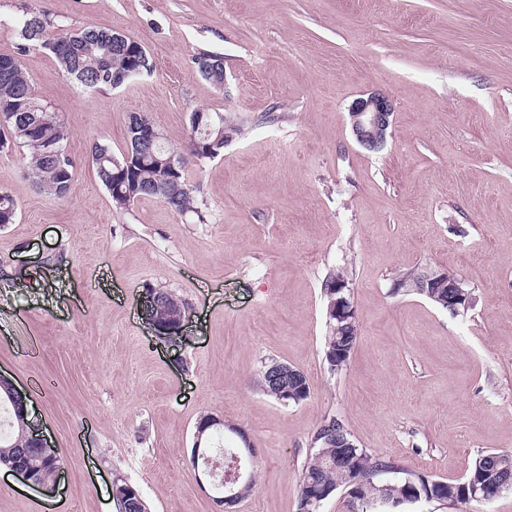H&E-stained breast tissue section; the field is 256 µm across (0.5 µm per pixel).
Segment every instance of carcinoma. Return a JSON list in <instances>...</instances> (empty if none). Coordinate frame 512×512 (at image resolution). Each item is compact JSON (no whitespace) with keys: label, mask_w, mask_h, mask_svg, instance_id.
<instances>
[{"label":"carcinoma","mask_w":512,"mask_h":512,"mask_svg":"<svg viewBox=\"0 0 512 512\" xmlns=\"http://www.w3.org/2000/svg\"><path fill=\"white\" fill-rule=\"evenodd\" d=\"M24 45L41 47L49 52L53 47L73 41L70 56L59 62L60 67L85 88L121 86L129 79L130 59H136L140 72L151 70L145 49L137 42L135 54L123 52L112 45L111 29L88 25L78 32H70L54 21L48 13L25 14L18 24ZM197 70L204 79L218 88L224 87V61L217 55L204 54L196 61ZM15 114L9 125L11 138L7 143L27 151V175L42 193L62 197L71 187L75 164L67 159L64 169H58L54 158L44 152L47 143H66L68 129L58 117L47 119L49 107L35 96L31 82L19 58L13 59L8 73L0 71V112ZM209 131L191 128L185 150L198 157L194 140L203 136L219 152L238 134V127L219 112L212 113ZM177 148L158 144L153 148L135 150L141 156L138 164L124 168V156H116L111 148L96 142L91 147V160L100 183L109 192L112 206L125 211L136 199L156 198L179 214L192 212L201 215L185 176L186 161H180L176 171L165 165L170 152ZM17 205L6 192L0 193V227L15 222ZM346 284L341 274H331L324 281L322 295L328 336L325 342V362L329 373H340L350 358L359 338L358 323H339L331 311L332 300L338 297L334 286ZM146 290L160 296L158 306L148 311L150 318H164L169 306L176 303L174 295L165 288L148 286ZM262 390L277 401L288 396V404L298 405L310 396L306 376L287 366L276 383L261 385ZM10 414L11 430L0 437V465L9 466L22 456L51 480L52 466L59 456L53 448H35L25 437L26 417L14 411L6 394H0V407ZM339 428L336 418L323 421L314 434L315 447L301 470L298 512H320L325 501L338 491L347 498L362 501L361 512H402L406 504L436 502L461 507L476 500L474 491L485 501L512 490V452H482L461 479L448 480L425 472L411 470L391 457L374 455L364 448H341L337 440Z\"/></svg>","instance_id":"carcinoma-1"}]
</instances>
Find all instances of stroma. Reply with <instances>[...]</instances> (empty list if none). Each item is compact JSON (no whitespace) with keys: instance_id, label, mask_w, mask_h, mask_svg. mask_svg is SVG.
Masks as SVG:
<instances>
[{"instance_id":"35a3bbf8","label":"stroma","mask_w":512,"mask_h":512,"mask_svg":"<svg viewBox=\"0 0 512 512\" xmlns=\"http://www.w3.org/2000/svg\"><path fill=\"white\" fill-rule=\"evenodd\" d=\"M42 10L136 40L151 71L84 88L22 47L18 19ZM0 54L20 57L75 162L55 197L22 149L0 153L18 206L0 227V373L30 394L63 468L52 494L0 478V512H112L118 479L150 512H214L191 461L204 415L229 425L215 445L240 447L244 431L256 448L259 481L235 512H297L327 416L359 447L446 479L512 451V0H0ZM204 54L223 57V88L198 74ZM372 93L394 106L377 151L348 118ZM195 109L241 129L222 156L188 162L200 214L155 198L116 211L93 143L123 153L145 112L180 148ZM416 267L456 275L475 307L392 294ZM333 271L360 333L335 376L321 293ZM149 285L188 303L181 342L142 320ZM271 361L304 373L306 401L261 390Z\"/></svg>"}]
</instances>
